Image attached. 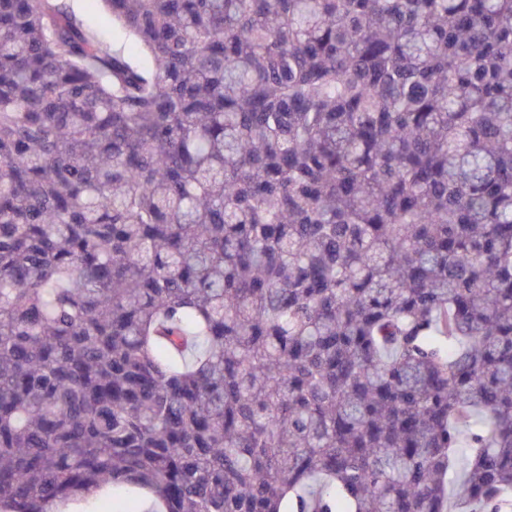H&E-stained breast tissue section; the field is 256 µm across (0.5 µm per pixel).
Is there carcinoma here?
I'll use <instances>...</instances> for the list:
<instances>
[{
	"mask_svg": "<svg viewBox=\"0 0 512 512\" xmlns=\"http://www.w3.org/2000/svg\"><path fill=\"white\" fill-rule=\"evenodd\" d=\"M99 2L0 0V512H509L512 0ZM66 6L83 20L92 30L96 31L105 41L113 44L114 47L123 48L128 42V38L123 33L112 27V21L105 14L104 8L100 3H94L90 0H63Z\"/></svg>",
	"mask_w": 512,
	"mask_h": 512,
	"instance_id": "carcinoma-1",
	"label": "carcinoma"
}]
</instances>
